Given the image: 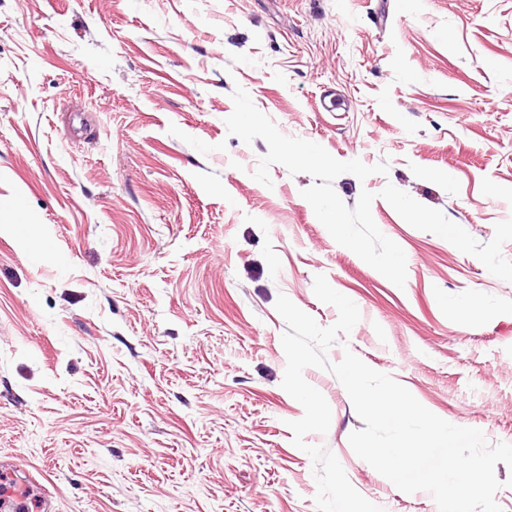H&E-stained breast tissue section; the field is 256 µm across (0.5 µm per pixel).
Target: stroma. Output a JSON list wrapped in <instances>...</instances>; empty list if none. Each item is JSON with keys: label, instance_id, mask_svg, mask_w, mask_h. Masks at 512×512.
Here are the masks:
<instances>
[{"label": "stroma", "instance_id": "stroma-1", "mask_svg": "<svg viewBox=\"0 0 512 512\" xmlns=\"http://www.w3.org/2000/svg\"><path fill=\"white\" fill-rule=\"evenodd\" d=\"M242 87L287 136L387 162L333 187L407 257L396 287L337 244L268 146L229 135ZM336 94L339 107L321 105ZM393 184L477 241L512 217V0H0V468L55 512H319L281 386L286 295L442 419L512 443V283L405 222ZM329 449L383 512H438L349 444L331 372Z\"/></svg>", "mask_w": 512, "mask_h": 512}]
</instances>
